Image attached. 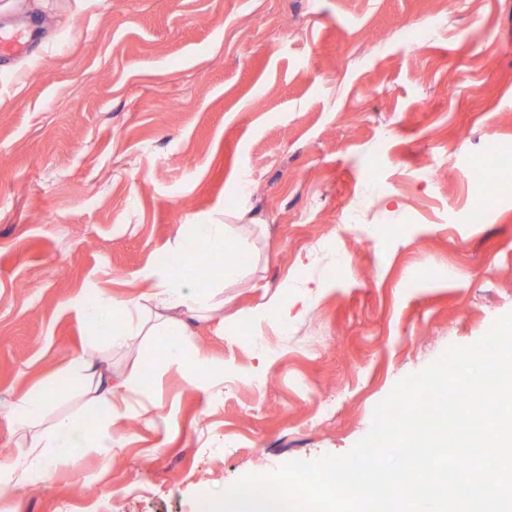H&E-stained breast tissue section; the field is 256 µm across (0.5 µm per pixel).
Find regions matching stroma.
Segmentation results:
<instances>
[{
    "instance_id": "1",
    "label": "stroma",
    "mask_w": 512,
    "mask_h": 512,
    "mask_svg": "<svg viewBox=\"0 0 512 512\" xmlns=\"http://www.w3.org/2000/svg\"><path fill=\"white\" fill-rule=\"evenodd\" d=\"M31 17L0 63L1 397L47 386L45 421H87L64 368L112 328L72 303L138 297L192 225L266 231L223 334L189 322L209 379L151 336L94 351L141 380L116 446L0 484V512H197L347 453L399 381L512 312V200L448 221L512 145V0H0V30ZM28 42L20 33L0 34V59H16L27 54Z\"/></svg>"
}]
</instances>
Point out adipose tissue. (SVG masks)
Segmentation results:
<instances>
[{
  "label": "adipose tissue",
  "mask_w": 512,
  "mask_h": 512,
  "mask_svg": "<svg viewBox=\"0 0 512 512\" xmlns=\"http://www.w3.org/2000/svg\"><path fill=\"white\" fill-rule=\"evenodd\" d=\"M227 224H196L187 235H177L166 249L159 268L145 273L146 291L136 300L117 303L101 296L95 304L78 302L72 309L77 316L95 323H108L112 333L109 348L129 346L137 337L154 336L170 347L166 359L170 367L193 372L204 369L200 357L189 356L183 347L188 326L186 317H205L213 310V293L204 287L199 268L192 258L201 251L224 255V279L240 274L236 250L229 243ZM67 374L84 384L83 393L94 418L85 425L70 416H60L48 427H41L48 393L26 394L14 399H0V416L12 419L30 434L21 447V464L12 472L17 485H25L31 476L49 477L55 466L65 461L75 448H95L124 416L127 395L140 389L136 375L112 378L101 366H95L87 354L74 355L66 366Z\"/></svg>",
  "instance_id": "1"
}]
</instances>
